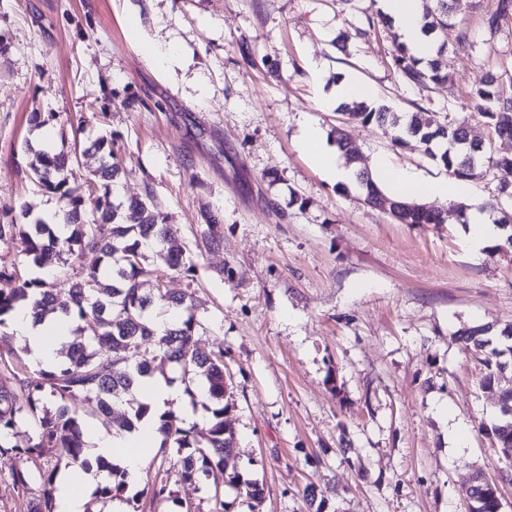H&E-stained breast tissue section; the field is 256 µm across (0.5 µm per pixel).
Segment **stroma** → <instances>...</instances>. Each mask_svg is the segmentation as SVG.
<instances>
[{"mask_svg":"<svg viewBox=\"0 0 512 512\" xmlns=\"http://www.w3.org/2000/svg\"><path fill=\"white\" fill-rule=\"evenodd\" d=\"M496 5L454 0L469 41L449 45L447 81L418 87L390 64L396 29L358 35L376 0H0V223L57 210L31 176L26 141L76 149L68 189L84 198L101 164L93 144L112 138L121 200L153 195L179 229L186 268L166 288L191 297L199 339L224 350V418L239 448L225 472L265 487L256 510L225 488L227 512H306L308 485L323 512H466L474 473L503 468L490 428L512 372L482 387L485 367L455 333L512 322V249L498 237L474 261L467 225L439 199L430 205L444 223H395L298 145L313 122L340 129L362 168L383 159L447 178L421 148L322 107L341 75L394 112L465 122L470 139L512 156V139L494 137L469 96L487 70L512 81V17L484 25ZM158 36L183 67L146 56L143 42ZM35 112L56 118L35 129ZM69 124L78 134L62 139ZM455 419L467 447L450 442ZM179 460L172 450L150 467L171 500L142 496L139 481L120 498H88L89 512H214L212 481L182 482ZM15 463L0 456V512H30L38 499L39 478L13 484Z\"/></svg>","mask_w":512,"mask_h":512,"instance_id":"stroma-1","label":"stroma"}]
</instances>
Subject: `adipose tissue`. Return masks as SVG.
Wrapping results in <instances>:
<instances>
[{
	"instance_id": "adipose-tissue-1",
	"label": "adipose tissue",
	"mask_w": 512,
	"mask_h": 512,
	"mask_svg": "<svg viewBox=\"0 0 512 512\" xmlns=\"http://www.w3.org/2000/svg\"><path fill=\"white\" fill-rule=\"evenodd\" d=\"M382 10L392 17L393 23L403 41L416 57L430 59L434 47L422 31L421 0H380ZM300 143L314 164L334 183L356 182L357 168L345 165L339 157L336 146L329 144L326 133L315 124L306 123L301 128ZM380 182L389 186L393 195L412 199L421 195L437 197L448 201L468 198L467 183L454 179L439 182H423L414 175L390 167L385 161H378L374 167ZM16 337L29 344L32 353L41 364L57 359V350L68 335L63 318H47L35 321L30 310H19L15 315ZM145 403L154 414L137 422L134 430L120 435L95 437L98 456L119 462L130 478H137L148 457L158 446L157 421L155 415L167 409L176 400L179 391L166 381L146 378L139 390ZM88 476L81 468H68L56 484L54 492L55 512H85Z\"/></svg>"
}]
</instances>
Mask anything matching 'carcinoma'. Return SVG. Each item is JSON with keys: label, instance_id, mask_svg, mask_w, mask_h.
Returning a JSON list of instances; mask_svg holds the SVG:
<instances>
[{"label": "carcinoma", "instance_id": "cac0c4a2", "mask_svg": "<svg viewBox=\"0 0 512 512\" xmlns=\"http://www.w3.org/2000/svg\"><path fill=\"white\" fill-rule=\"evenodd\" d=\"M452 0H437L434 12L424 16L423 29L437 44V53L448 45ZM512 13V0H498L497 9L486 16L491 30ZM390 63L398 76L415 85L439 83L447 78L439 60L424 63L398 43L390 54ZM482 117L500 136H512V90L505 89L494 70L486 72L474 92ZM350 116L366 125H375L391 135L396 145L406 144L412 137L424 147L425 153L442 164L458 180L473 177L472 161L494 170L499 181V195L486 203L495 216L494 223L506 225L512 215L503 211L501 200L512 199V157H493L483 148L459 151L452 143L467 136L464 124L439 122L427 112H411L404 118L391 113L383 104L344 103ZM94 147L102 153V163L94 173V190L88 199L71 196L67 188L70 156L49 153L26 143L25 151L32 156L29 163L32 178L40 188L55 196L60 204L57 220L68 232L59 234L56 226L42 220L33 224H0V243L20 240L22 253L39 267L62 269L86 250L100 255L102 264L68 275L57 286L38 276L29 277L12 260L0 263V328L11 313L22 306H31L35 318L42 320L49 313H59L72 320L71 338L64 344L66 359L50 366L28 369L21 352L11 359L19 366L15 384L0 386V439L14 434L23 423L35 427L34 435L8 448L0 445V455L15 453L22 465L12 469L14 484L27 487L30 475L25 463L46 459L39 472L41 499L35 512H52L51 502L55 478L63 466L88 464L80 416L75 407L78 400L96 402V409L107 424L113 407L126 405L130 414L118 422L123 431L151 414L150 406L131 398L140 379L153 375L156 362L167 361L180 370L181 382L190 398L195 387L202 384L208 402L203 407L210 414L203 428L188 425L169 409L158 415V430L162 443L156 455L167 450H186L181 458V480L194 482L201 476L219 481L224 475V458L235 451L232 429L224 421V396L228 384L224 371V349L204 347L196 338L199 321L186 295L164 291L160 273L181 267L180 254L164 246L174 237V226L164 222L152 196L134 200L128 205L131 223L116 222L122 204L114 202V189L120 165L114 161L112 141L99 138ZM364 202L372 207L387 203L390 216L400 224H442L441 213L425 209L412 200L387 197L371 179L361 182ZM154 241L159 263H144L142 242ZM161 308L174 309L178 318L163 331L155 327L152 313L155 303ZM485 327H463L456 340L463 348L481 357L486 367L483 384L491 386L497 375L512 362V346H491L485 337ZM503 418L491 428V433L505 459L512 461V387L502 390ZM55 403L51 410L47 401ZM104 471L95 494L102 499L121 494L127 486V472L117 464L97 462ZM501 494L497 487L477 474L473 478L468 512H501Z\"/></svg>", "mask_w": 512, "mask_h": 512}]
</instances>
